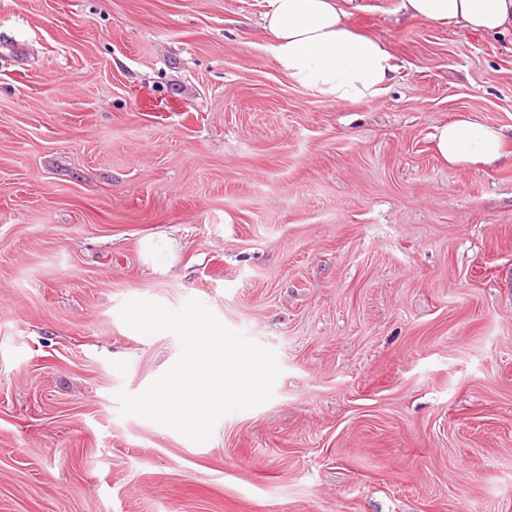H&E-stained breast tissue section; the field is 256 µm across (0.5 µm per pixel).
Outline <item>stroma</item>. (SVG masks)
<instances>
[{
  "label": "stroma",
  "instance_id": "1",
  "mask_svg": "<svg viewBox=\"0 0 512 512\" xmlns=\"http://www.w3.org/2000/svg\"><path fill=\"white\" fill-rule=\"evenodd\" d=\"M362 4L399 69L339 103L265 0H0V512H512V33ZM463 114L506 159H439ZM134 299L273 350L272 398L121 415L180 353Z\"/></svg>",
  "mask_w": 512,
  "mask_h": 512
}]
</instances>
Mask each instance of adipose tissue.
<instances>
[{"mask_svg": "<svg viewBox=\"0 0 512 512\" xmlns=\"http://www.w3.org/2000/svg\"><path fill=\"white\" fill-rule=\"evenodd\" d=\"M263 34L277 67L302 87L337 102L381 95L398 65L383 44L356 33L341 0H266ZM411 17L487 34L512 30V0H402ZM440 158L455 167L504 156L503 130L472 116L436 126Z\"/></svg>", "mask_w": 512, "mask_h": 512, "instance_id": "obj_1", "label": "adipose tissue"}]
</instances>
